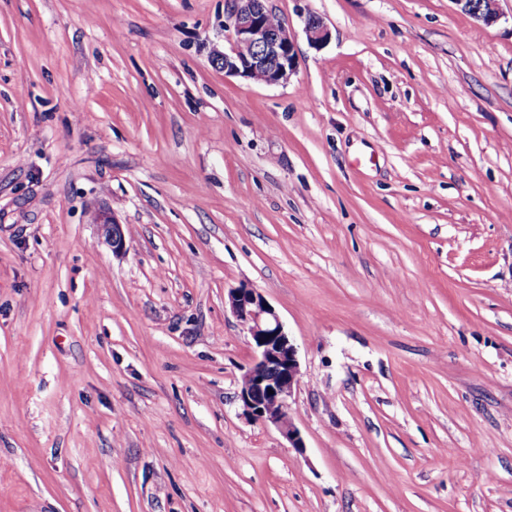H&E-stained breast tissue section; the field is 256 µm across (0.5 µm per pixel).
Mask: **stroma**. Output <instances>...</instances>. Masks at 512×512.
Segmentation results:
<instances>
[{"label":"stroma","instance_id":"35a3bbf8","mask_svg":"<svg viewBox=\"0 0 512 512\" xmlns=\"http://www.w3.org/2000/svg\"><path fill=\"white\" fill-rule=\"evenodd\" d=\"M269 5L285 84L219 68L229 0H0V512H512V0ZM465 13L486 25L497 23L502 14L497 7L498 0H453ZM304 30L310 44L320 46L330 38V30L323 19L316 14H310L304 20ZM94 216L95 224L101 228L104 242L112 248L113 254L121 255L125 253L126 238L122 224H117L104 210L96 211ZM228 304L254 347L253 360L242 375L237 392L245 414L256 423L275 426L291 448H305L289 414V400L301 375L296 346L274 308L258 290L234 288L228 293Z\"/></svg>","mask_w":512,"mask_h":512}]
</instances>
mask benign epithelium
<instances>
[{
  "label": "benign epithelium",
  "mask_w": 512,
  "mask_h": 512,
  "mask_svg": "<svg viewBox=\"0 0 512 512\" xmlns=\"http://www.w3.org/2000/svg\"><path fill=\"white\" fill-rule=\"evenodd\" d=\"M465 13L486 25L497 23L502 14L498 0H453ZM272 12L269 0H230L225 28L231 46L219 55L224 73L257 80L267 85L285 84L296 71L297 52L286 22L271 27L266 17ZM310 44L320 46L330 38L323 19L310 14L304 20ZM95 224L112 253L126 251L122 225L104 210L95 212ZM232 314L251 337L254 356L241 377L237 399L254 422L275 426L293 448L304 442L289 414V400L300 384L297 348L264 296L254 288L242 286L228 293Z\"/></svg>",
  "instance_id": "7a95c632"
}]
</instances>
